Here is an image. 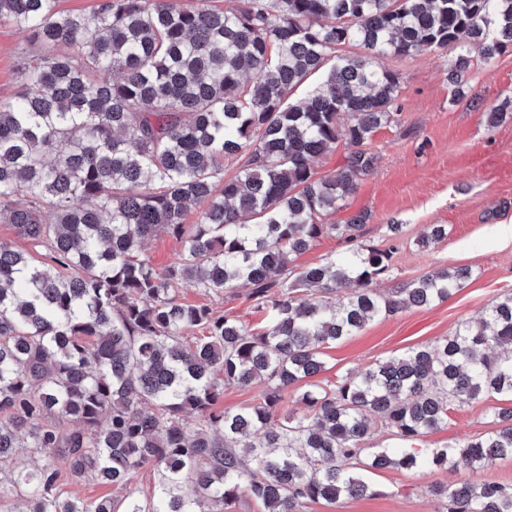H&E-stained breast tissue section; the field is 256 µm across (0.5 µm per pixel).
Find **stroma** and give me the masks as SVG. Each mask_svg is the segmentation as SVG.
<instances>
[{
	"mask_svg": "<svg viewBox=\"0 0 512 512\" xmlns=\"http://www.w3.org/2000/svg\"><path fill=\"white\" fill-rule=\"evenodd\" d=\"M42 52L28 33L0 23V96L20 89L22 67ZM456 55L451 47L440 55L380 59L381 67L400 78L397 117L369 142L374 168L335 219L364 215L363 243L392 248L390 268L377 279L380 292L442 268L463 267L470 277L447 300L370 322L357 335L325 349L317 382H333L408 349L435 344L512 291V243L502 241L503 229L512 226V115L494 128L485 120L492 107L512 98V47L488 64L472 52L468 95L459 102L448 84V67ZM391 224L403 227L394 242L387 232ZM433 224L447 225V236L420 246ZM249 291L242 285L217 297L187 283L180 296L185 303L254 326L261 317L252 308ZM499 403V398L487 397L451 411L447 426L424 437V447L445 448L493 430L491 411ZM368 478L374 495L338 503L319 500L308 503L304 512H441L442 502L431 493L434 484L493 480L510 485L512 459L477 471L387 469Z\"/></svg>",
	"mask_w": 512,
	"mask_h": 512,
	"instance_id": "1",
	"label": "stroma"
}]
</instances>
